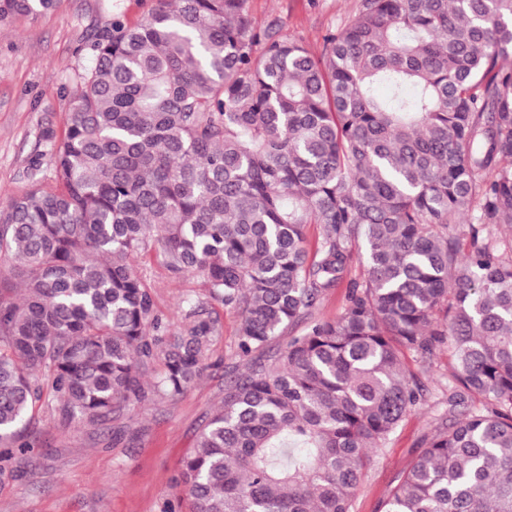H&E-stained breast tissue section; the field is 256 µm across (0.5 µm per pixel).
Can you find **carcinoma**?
<instances>
[{
  "label": "carcinoma",
  "mask_w": 512,
  "mask_h": 512,
  "mask_svg": "<svg viewBox=\"0 0 512 512\" xmlns=\"http://www.w3.org/2000/svg\"><path fill=\"white\" fill-rule=\"evenodd\" d=\"M58 2L0 0V22ZM246 3L157 0L90 34L42 132L54 184L38 161L0 201V455L47 389L102 423L203 375L218 321L198 298L177 330L155 314L152 254L239 313L247 359L182 461L189 512H352L420 401L404 350L445 342L448 419L384 512H512V0H360L318 56ZM345 293V288H337L330 292L314 311L312 320L336 317L345 304Z\"/></svg>",
  "instance_id": "obj_1"
}]
</instances>
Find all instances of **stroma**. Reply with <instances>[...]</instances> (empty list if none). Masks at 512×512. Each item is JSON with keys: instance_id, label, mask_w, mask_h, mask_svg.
<instances>
[{"instance_id": "1", "label": "stroma", "mask_w": 512, "mask_h": 512, "mask_svg": "<svg viewBox=\"0 0 512 512\" xmlns=\"http://www.w3.org/2000/svg\"><path fill=\"white\" fill-rule=\"evenodd\" d=\"M359 0H248L258 22L277 20L283 35L320 54L324 36L348 22ZM156 0H61L37 17L0 23V199L25 191L31 167L46 146V125L63 131L69 77L89 62L92 30L118 17L136 23ZM156 314L181 323L186 298L204 297L201 278L176 280L153 257L137 261ZM220 334L207 352L204 375L173 401H146L112 414L103 423L73 426L58 418V401L45 395L27 429L31 443L5 461L0 478V512H188L177 483L180 464L195 446L201 426L221 406L224 381L242 367L237 355L236 310L211 301ZM424 384V399L374 453L353 504V512H383V505L419 452L448 415L451 352L441 346L430 356L406 355Z\"/></svg>"}]
</instances>
